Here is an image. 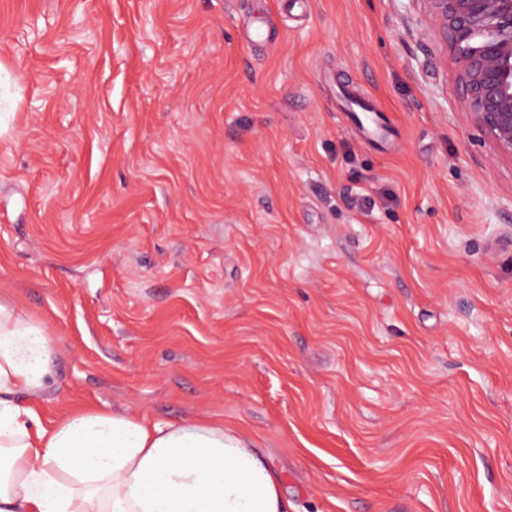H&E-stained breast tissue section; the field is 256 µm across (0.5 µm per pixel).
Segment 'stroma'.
Here are the masks:
<instances>
[{
	"label": "stroma",
	"mask_w": 512,
	"mask_h": 512,
	"mask_svg": "<svg viewBox=\"0 0 512 512\" xmlns=\"http://www.w3.org/2000/svg\"><path fill=\"white\" fill-rule=\"evenodd\" d=\"M406 4L0 0V298L53 339L43 422L223 419L288 512H512V162Z\"/></svg>",
	"instance_id": "35a3bbf8"
}]
</instances>
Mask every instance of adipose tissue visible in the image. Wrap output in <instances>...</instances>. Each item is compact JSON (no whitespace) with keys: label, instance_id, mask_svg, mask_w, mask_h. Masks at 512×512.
Instances as JSON below:
<instances>
[{"label":"adipose tissue","instance_id":"1","mask_svg":"<svg viewBox=\"0 0 512 512\" xmlns=\"http://www.w3.org/2000/svg\"><path fill=\"white\" fill-rule=\"evenodd\" d=\"M53 347L0 300V512H286L274 467L214 418L158 422L96 410L44 425Z\"/></svg>","mask_w":512,"mask_h":512}]
</instances>
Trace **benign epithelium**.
<instances>
[{"label": "benign epithelium", "mask_w": 512, "mask_h": 512, "mask_svg": "<svg viewBox=\"0 0 512 512\" xmlns=\"http://www.w3.org/2000/svg\"><path fill=\"white\" fill-rule=\"evenodd\" d=\"M420 7L459 104L492 156L512 161V0H408Z\"/></svg>", "instance_id": "obj_1"}]
</instances>
